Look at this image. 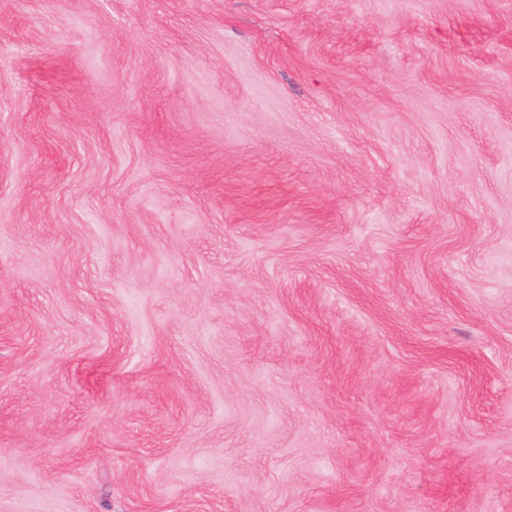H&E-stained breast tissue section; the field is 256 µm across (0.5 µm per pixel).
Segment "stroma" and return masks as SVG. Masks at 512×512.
Returning a JSON list of instances; mask_svg holds the SVG:
<instances>
[{"mask_svg": "<svg viewBox=\"0 0 512 512\" xmlns=\"http://www.w3.org/2000/svg\"><path fill=\"white\" fill-rule=\"evenodd\" d=\"M0 512H512V0H0Z\"/></svg>", "mask_w": 512, "mask_h": 512, "instance_id": "1", "label": "stroma"}]
</instances>
